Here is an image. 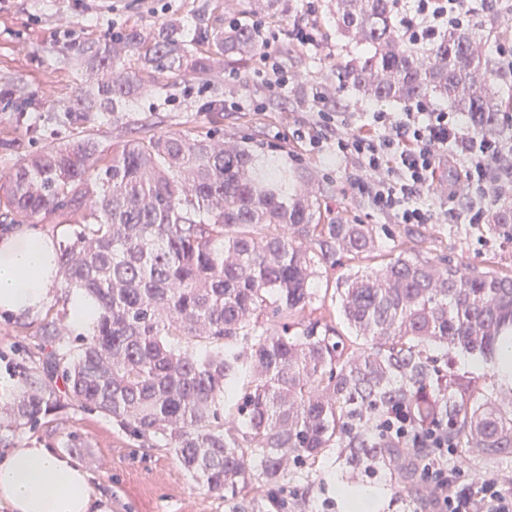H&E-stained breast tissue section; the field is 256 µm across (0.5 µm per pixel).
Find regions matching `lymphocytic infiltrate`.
<instances>
[{
  "label": "lymphocytic infiltrate",
  "instance_id": "f902f5d3",
  "mask_svg": "<svg viewBox=\"0 0 512 512\" xmlns=\"http://www.w3.org/2000/svg\"><path fill=\"white\" fill-rule=\"evenodd\" d=\"M479 9L475 0H416L413 14L439 32L462 26ZM363 118L365 133L337 134L336 156L351 167L359 196L396 223H430L425 190L448 161L457 163L467 188L463 198L449 190V223H482L485 206L512 192L511 112L500 113L499 134L487 137L475 136L457 113L420 105ZM376 429L383 443L414 451L424 512H512V485L453 465L456 444L444 415L422 421L410 402L400 401L383 410Z\"/></svg>",
  "mask_w": 512,
  "mask_h": 512
}]
</instances>
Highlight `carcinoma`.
<instances>
[{
  "label": "carcinoma",
  "instance_id": "obj_1",
  "mask_svg": "<svg viewBox=\"0 0 512 512\" xmlns=\"http://www.w3.org/2000/svg\"><path fill=\"white\" fill-rule=\"evenodd\" d=\"M398 5L328 0L337 34L365 47L336 61L338 86L382 106L445 101L475 135L496 133L506 106L497 63L468 28L407 34ZM281 12L282 0H247L244 15L188 41L173 25L110 38L92 52L104 76L54 116L77 134L0 175L4 221L37 224L59 212L79 225L58 252V288H80L99 305L75 347L54 322L43 325L42 373L24 371L18 400L0 408L14 426L65 407L45 381L59 373L71 404L137 439L163 440L193 480L257 493L284 480L290 462L311 465L335 445L358 459L400 453L347 437L349 419L403 399L426 419L436 405L427 346L491 361L512 338V274L436 264L412 249L390 251L377 268L358 265L383 249L377 225L322 223L312 177L279 166L250 137L138 134L100 148L96 123L157 92L154 69L209 76L227 60H250L260 47L255 18ZM511 224L505 200L485 232ZM335 265L340 313L363 348L306 318L316 281ZM448 434L464 452L512 455V410L479 382H457Z\"/></svg>",
  "mask_w": 512,
  "mask_h": 512
}]
</instances>
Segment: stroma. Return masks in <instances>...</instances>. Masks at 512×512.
<instances>
[{
    "label": "stroma",
    "instance_id": "1",
    "mask_svg": "<svg viewBox=\"0 0 512 512\" xmlns=\"http://www.w3.org/2000/svg\"><path fill=\"white\" fill-rule=\"evenodd\" d=\"M219 0H0V89L9 91L10 102L0 101V168L48 143H62L74 131L62 125L35 122L31 133L19 131L20 120H34L27 103L53 111L75 100L81 87L95 76L89 54L73 50L76 42L91 46L108 41L112 35L135 27L147 33L177 24L180 33L214 24ZM290 14L275 20L272 27L278 41L276 58L288 73V85L278 93L267 91L263 79L268 71L261 58L235 62L219 78L177 76L161 70L156 80L165 84L159 96L136 98L125 112L104 119L94 129L104 149L136 132L152 134L187 132L216 126L225 136L252 135L255 142L276 148L281 164L307 170L319 188L328 221L380 225L387 246H411L423 238L435 241L430 261L448 256L465 265H476L499 273L512 271V240L489 237L478 244L482 231L473 224H448L442 207L448 198V182L439 178L427 195L436 208L427 224H393L357 196L347 181L344 164L333 152L335 125L325 117L339 112L347 101L352 112L371 111V104L353 92H337L331 64L345 52L361 54V47L346 49L336 34V24L326 13L323 0H291ZM318 20L317 44H295L294 24ZM480 52L497 61L500 91L512 93V12L476 15ZM224 101L223 112L204 111L207 101ZM319 134L324 142L310 144L308 133ZM70 342L79 333L67 319L64 294L52 290L39 313L0 315V378L12 388L0 392V401L12 400L22 383L25 368L40 354L41 328L47 321ZM439 371L485 383L499 401L512 400V386L503 384L491 365L475 364L472 355L459 351L428 349ZM16 446L46 443L75 457L94 477L110 503L111 512H268L267 497L250 500L209 491L197 484L181 466L173 449L162 443L142 442L130 437L111 419L68 407L43 419L34 429L7 428L0 432ZM407 454L383 459L361 460L352 466L342 448L326 449L308 468H296L280 483L284 493H297L296 512H344L336 487L348 484L373 488L379 493L378 512H409L411 502L420 500V486L403 481Z\"/></svg>",
    "mask_w": 512,
    "mask_h": 512
}]
</instances>
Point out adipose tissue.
I'll list each match as a JSON object with an SVG mask.
<instances>
[{"label": "adipose tissue", "mask_w": 512, "mask_h": 512, "mask_svg": "<svg viewBox=\"0 0 512 512\" xmlns=\"http://www.w3.org/2000/svg\"><path fill=\"white\" fill-rule=\"evenodd\" d=\"M54 242L36 232L0 239V314L38 312L56 277ZM74 458L35 444L0 453V512H108Z\"/></svg>", "instance_id": "ef3b65f1"}]
</instances>
